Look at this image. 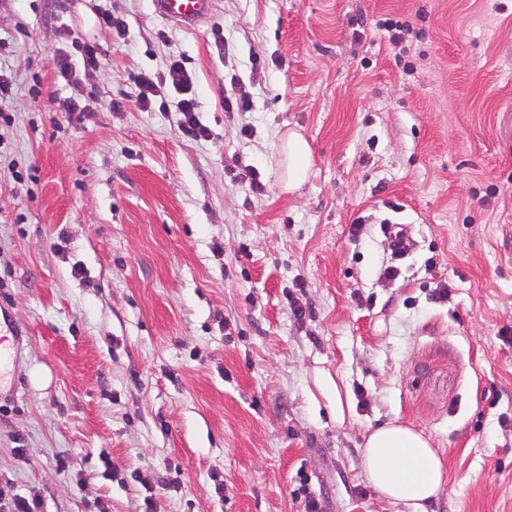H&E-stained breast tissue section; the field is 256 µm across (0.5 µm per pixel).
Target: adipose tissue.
I'll use <instances>...</instances> for the list:
<instances>
[{
    "label": "adipose tissue",
    "instance_id": "ef3b65f1",
    "mask_svg": "<svg viewBox=\"0 0 512 512\" xmlns=\"http://www.w3.org/2000/svg\"><path fill=\"white\" fill-rule=\"evenodd\" d=\"M280 154L284 190L300 188L312 166L308 142L299 133L289 132ZM363 460L372 486L403 512H427L428 504L444 485V466L437 450L421 433L401 423L372 430L363 448Z\"/></svg>",
    "mask_w": 512,
    "mask_h": 512
}]
</instances>
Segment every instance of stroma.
I'll use <instances>...</instances> for the list:
<instances>
[{"mask_svg": "<svg viewBox=\"0 0 512 512\" xmlns=\"http://www.w3.org/2000/svg\"><path fill=\"white\" fill-rule=\"evenodd\" d=\"M173 58L209 138L178 131ZM0 73V485L39 512H303L302 487L398 512L362 458L396 419L443 459L428 512H512V0H214L190 29L152 0H0ZM282 157L284 190L290 192L300 188L308 179L312 166L311 149L308 142L297 132H288L280 151ZM17 326L12 320H5L3 322L0 318V385L2 384V369H5L16 358L14 346L8 342L9 333L11 336L15 335ZM8 342V343H7ZM313 384L320 397H322L330 408L336 424L344 425L351 415L349 398L343 388V379L336 374V379L327 370L319 369L314 373Z\"/></svg>", "mask_w": 512, "mask_h": 512, "instance_id": "35a3bbf8", "label": "stroma"}]
</instances>
